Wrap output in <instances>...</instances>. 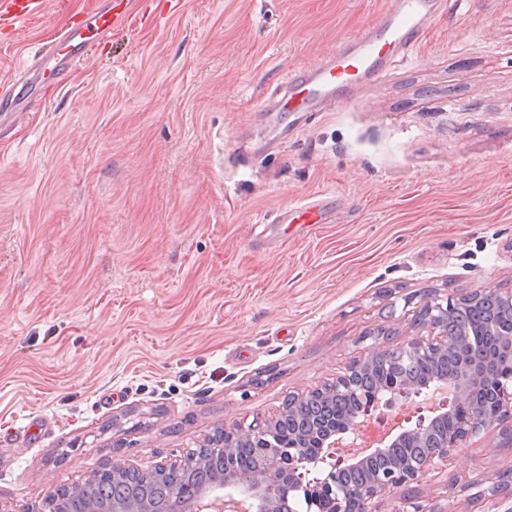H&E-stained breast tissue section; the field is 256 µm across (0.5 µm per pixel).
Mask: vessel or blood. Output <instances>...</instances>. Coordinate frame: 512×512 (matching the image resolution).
<instances>
[{"label":"vessel or blood","instance_id":"obj_1","mask_svg":"<svg viewBox=\"0 0 512 512\" xmlns=\"http://www.w3.org/2000/svg\"><path fill=\"white\" fill-rule=\"evenodd\" d=\"M123 3L124 0H114L110 9L94 12L88 19L62 30L54 48L34 61V70L61 79L68 55L82 49L87 32L102 36L128 20L129 13ZM442 4L443 0H390L376 25L341 43L334 55L325 57L316 66L290 71L284 81V95L272 96L271 105L279 112H313L319 104L335 100L340 88L378 81L419 42ZM37 7L38 0H0V23L12 27L26 22ZM326 213L319 203L304 201L282 211L276 221L308 228L324 223Z\"/></svg>","mask_w":512,"mask_h":512}]
</instances>
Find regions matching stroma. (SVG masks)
I'll return each instance as SVG.
<instances>
[{
    "label": "stroma",
    "instance_id": "1",
    "mask_svg": "<svg viewBox=\"0 0 512 512\" xmlns=\"http://www.w3.org/2000/svg\"><path fill=\"white\" fill-rule=\"evenodd\" d=\"M99 0L0 28V512H48L114 460L152 469L430 334L425 293L512 294V0H445L378 84L265 99L386 0H135L61 82L17 81ZM330 197L304 232L282 210ZM498 430L376 512H512Z\"/></svg>",
    "mask_w": 512,
    "mask_h": 512
}]
</instances>
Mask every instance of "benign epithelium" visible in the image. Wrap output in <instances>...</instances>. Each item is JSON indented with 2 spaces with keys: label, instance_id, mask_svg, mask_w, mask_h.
<instances>
[{
  "label": "benign epithelium",
  "instance_id": "obj_1",
  "mask_svg": "<svg viewBox=\"0 0 512 512\" xmlns=\"http://www.w3.org/2000/svg\"><path fill=\"white\" fill-rule=\"evenodd\" d=\"M454 300L437 296L428 297L422 307L421 315L428 321L433 336L429 339L413 338L397 346H375L366 361L388 360L397 356H435L448 351L453 337L448 335V312ZM363 363H354L341 374L336 381L314 388L301 396H294L272 418L254 421L247 426L234 424L224 427V439L212 440L203 447V451L224 455V487L233 488L236 493H226L212 497L215 512H268V505L282 495L297 496L308 507L322 497H327L325 512H375L372 504L375 499L421 478L427 472L438 468L448 461L451 452L462 449L463 442L482 432L494 428L501 431L504 444L512 447V427L503 426L506 419L512 418V389L499 384L493 390L494 408L488 414H470L469 419L456 432L443 437L441 442L423 452L416 458H404L390 469L377 473L372 481L357 489H348L341 493L332 492V483L336 474L349 471L363 465L371 456L384 453L396 447L404 438H421L428 434L432 426L441 417L459 409H474L479 393L496 378L494 359L478 349L471 351L470 359L457 375L441 378L433 387L424 390L414 384H402L391 389L383 398H374L365 408L346 422L336 426L322 421L305 428L303 438L316 439V450L310 453L305 448L286 450L278 444V430L288 420L299 422L297 411L307 403L325 397H349L364 400V393L358 382ZM423 398L427 417H420L415 426L401 429L395 433L385 430L378 437L368 439L363 435V425L367 421H384L385 416L379 410L389 411L404 406L416 398ZM260 441L257 448L258 459L254 471L242 476L237 473L230 449L246 441ZM200 454L192 450L179 460L165 461L150 471L122 462H112L106 471L112 475L135 476L148 481L160 477H175L193 467ZM313 478H308V475Z\"/></svg>",
  "mask_w": 512,
  "mask_h": 512
}]
</instances>
